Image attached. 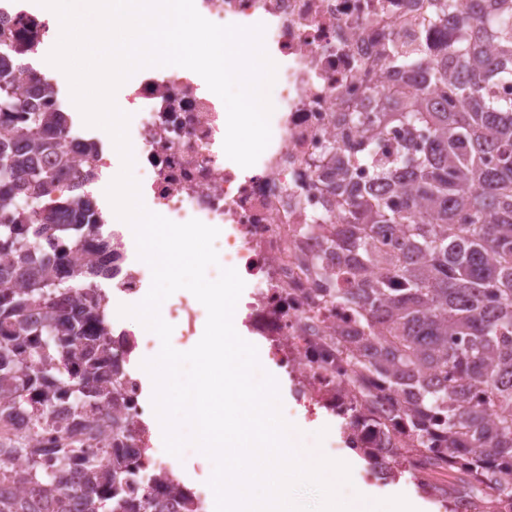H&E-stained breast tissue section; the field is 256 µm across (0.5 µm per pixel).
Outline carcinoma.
<instances>
[{"label": "carcinoma", "instance_id": "1", "mask_svg": "<svg viewBox=\"0 0 512 512\" xmlns=\"http://www.w3.org/2000/svg\"><path fill=\"white\" fill-rule=\"evenodd\" d=\"M431 22L447 28L427 67L452 85L437 108L422 85L401 81L376 96L377 134L391 125L423 130L426 146H404L376 166L373 137L347 141L336 169L341 223L311 224L336 251V302L357 330L337 337L361 394L366 376L403 396L394 418L415 436L407 452L427 470L455 460L456 483L446 512H461L472 495L484 512L512 506V0H433ZM34 78L17 57L11 31L0 28V421L31 418L33 435L12 452L25 460L0 482L33 492L0 491V512H71L80 468L93 495L85 512H130L135 453L115 448L104 460L79 448L37 446L57 402L79 411L115 399L121 361L94 283L112 278V234L90 199L54 198L59 171L70 165L64 141L69 117L18 96ZM369 166L389 186L380 195L352 181L349 168ZM398 226L394 251L375 241ZM384 270L373 281L367 267ZM441 442L437 448L434 443ZM137 512H164L145 495Z\"/></svg>", "mask_w": 512, "mask_h": 512}]
</instances>
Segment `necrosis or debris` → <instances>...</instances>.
I'll list each match as a JSON object with an SVG mask.
<instances>
[{"mask_svg":"<svg viewBox=\"0 0 512 512\" xmlns=\"http://www.w3.org/2000/svg\"><path fill=\"white\" fill-rule=\"evenodd\" d=\"M197 11L218 25H264V46L276 65L279 97L270 119L271 140L248 168L227 158L224 105L195 72L142 68L126 100L133 115L128 136L147 209L172 222L197 219L216 227L219 264L244 268L253 280L241 305L249 331L269 344V359L294 380V399L307 414L318 409L359 417L344 447L378 451L380 471L414 473L417 489L439 499L428 471L415 467L413 439L394 420L397 396L388 391L364 402L348 384L352 370L336 339L352 327V316L320 290L329 269L312 270L307 260L326 251L308 224L339 213L329 182L342 136L357 138L349 113L374 112L376 91L397 67V52L422 54L444 34L430 24V0H194ZM20 55L46 48L50 25L41 9L0 10ZM129 225L112 221V285L123 304H135L151 279L133 257ZM155 346L151 331L124 328L112 336V351L124 367L118 406L99 408L114 416L137 455L139 472L166 491V512H207L205 494L184 506V487L150 426L152 407L143 395L133 357Z\"/></svg>","mask_w":512,"mask_h":512,"instance_id":"necrosis-or-debris-1","label":"necrosis or debris"}]
</instances>
